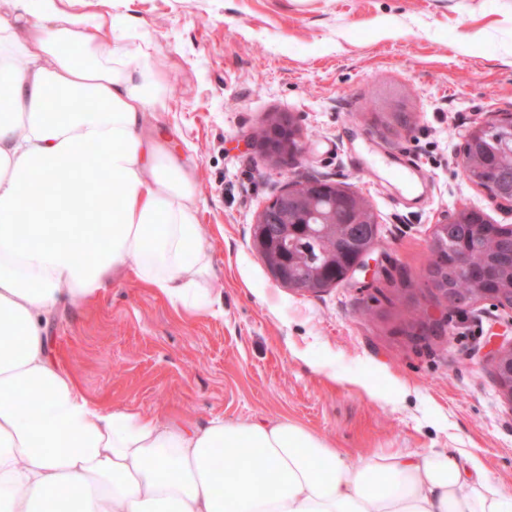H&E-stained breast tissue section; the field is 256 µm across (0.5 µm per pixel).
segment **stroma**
I'll use <instances>...</instances> for the list:
<instances>
[{
	"instance_id": "stroma-1",
	"label": "stroma",
	"mask_w": 512,
	"mask_h": 512,
	"mask_svg": "<svg viewBox=\"0 0 512 512\" xmlns=\"http://www.w3.org/2000/svg\"><path fill=\"white\" fill-rule=\"evenodd\" d=\"M123 15L161 62L169 109L203 202L211 312H176L131 278L51 320L82 394L166 420L289 419L351 459L456 448L512 491V407L481 348L505 331L486 304L418 340L410 312L443 316L423 277L435 223L456 205L512 223L462 176L472 122L512 112V0H81ZM292 114L298 173L361 191L379 224L371 269L315 295L280 285L252 247L288 179L249 135ZM425 176L410 203L390 171Z\"/></svg>"
}]
</instances>
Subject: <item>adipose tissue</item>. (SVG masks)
Listing matches in <instances>:
<instances>
[{"mask_svg":"<svg viewBox=\"0 0 512 512\" xmlns=\"http://www.w3.org/2000/svg\"><path fill=\"white\" fill-rule=\"evenodd\" d=\"M75 3L0 0V512H512L454 448L354 462L285 419L161 422L80 393L52 313L118 275L206 312L213 264L195 167L154 123L151 44Z\"/></svg>","mask_w":512,"mask_h":512,"instance_id":"obj_1","label":"adipose tissue"}]
</instances>
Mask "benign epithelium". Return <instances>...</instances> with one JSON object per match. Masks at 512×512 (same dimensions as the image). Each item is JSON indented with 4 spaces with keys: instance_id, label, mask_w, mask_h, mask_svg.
Wrapping results in <instances>:
<instances>
[{
    "instance_id": "benign-epithelium-1",
    "label": "benign epithelium",
    "mask_w": 512,
    "mask_h": 512,
    "mask_svg": "<svg viewBox=\"0 0 512 512\" xmlns=\"http://www.w3.org/2000/svg\"><path fill=\"white\" fill-rule=\"evenodd\" d=\"M496 130L501 135V143L512 147V113L494 112L489 118L470 126L464 135L463 146L457 155V165L464 178L471 184H476L478 179L476 169L469 153L470 145L481 139L486 133ZM257 143L267 148L268 154L284 171H290L300 164L303 154L300 131L297 130L291 116L281 114L267 128L253 135ZM507 177L499 183V188L489 193L490 198L503 210L512 213V151L509 152ZM327 193L337 191L341 195L353 200L355 206L350 210L345 223L356 227L362 224L376 223V216L367 198L358 190L349 186L339 185L321 176H309L303 180L290 179L285 183L280 192L268 202L259 212L255 226L258 227V238L253 243L254 248L265 252L268 247L279 241L280 225L297 224L303 222L313 227L319 224L336 223V203H331L327 209L315 206L317 199H312L314 205L310 212L300 221L291 209V203L309 196L312 191ZM488 219L483 212L466 206L456 207L442 213L434 225L431 244L433 261L441 260L440 236L450 239L454 230L459 226L469 224H484ZM377 243V235L371 234L370 243L363 247L355 256L348 273L369 270L371 255ZM448 271L457 274H471L475 271V265L471 251L464 245L457 246L448 252ZM274 278L280 284L301 294H317L323 291V287H331L335 282H327L320 272H314L310 276L288 278V268L282 267L274 272ZM445 314L461 311L481 303H489L497 309L512 313V301L503 304L498 295L489 293L481 288L467 296H458L453 293L441 296ZM486 345L489 350L485 354V363L491 367L494 380L499 392L512 409V338L504 335L489 337Z\"/></svg>"
}]
</instances>
